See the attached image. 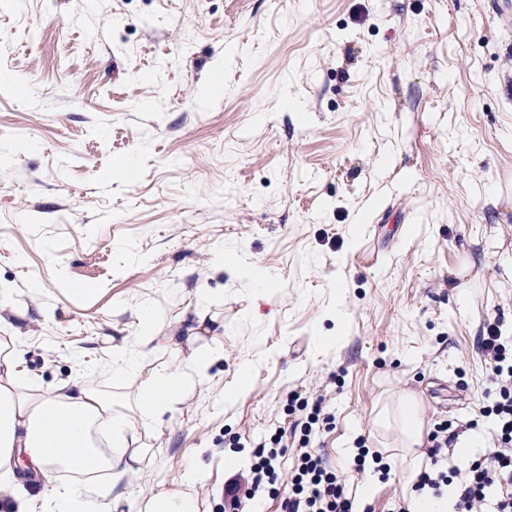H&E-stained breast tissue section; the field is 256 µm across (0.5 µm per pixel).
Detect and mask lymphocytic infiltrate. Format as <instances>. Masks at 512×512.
Here are the masks:
<instances>
[{
	"mask_svg": "<svg viewBox=\"0 0 512 512\" xmlns=\"http://www.w3.org/2000/svg\"><path fill=\"white\" fill-rule=\"evenodd\" d=\"M479 350L490 369L492 387L467 425L472 428L477 419H493L490 446L465 466L449 464L457 432L451 421L435 423L428 435L430 465L420 471L412 489L439 497L445 489L454 488L451 512H512V346L503 341L498 323L493 322L487 325ZM288 410L303 412L306 419L302 424L304 449L297 457L282 498L283 512H354L345 483L335 472L327 470L309 448L313 433L330 424L331 415L324 412L321 403H309L295 391L288 395ZM281 443V437L275 436L269 447L257 449L250 489L241 490L236 480L227 485L229 512H250L256 492L277 483L275 462L281 453Z\"/></svg>",
	"mask_w": 512,
	"mask_h": 512,
	"instance_id": "1",
	"label": "lymphocytic infiltrate"
}]
</instances>
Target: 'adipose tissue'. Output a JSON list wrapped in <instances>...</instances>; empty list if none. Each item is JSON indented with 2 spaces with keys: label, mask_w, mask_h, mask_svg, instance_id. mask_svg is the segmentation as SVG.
<instances>
[{
  "label": "adipose tissue",
  "mask_w": 512,
  "mask_h": 512,
  "mask_svg": "<svg viewBox=\"0 0 512 512\" xmlns=\"http://www.w3.org/2000/svg\"><path fill=\"white\" fill-rule=\"evenodd\" d=\"M151 305L140 310L144 331L138 343L169 349L178 359L169 372H143L124 352L112 357L121 378H141L134 408L84 385L79 379L43 394L32 389L19 371L14 351L0 352V512H198L195 496L175 489L132 500L122 482L137 473L145 455L136 439L137 427L160 423L181 392L205 377L206 362L198 352L184 354L171 336H157ZM400 435L398 445L421 447L424 427L420 406L412 395L398 398L382 416ZM23 466L33 480L28 491L15 474ZM60 470L75 480L51 483ZM107 484H99V477Z\"/></svg>",
  "instance_id": "obj_1"
}]
</instances>
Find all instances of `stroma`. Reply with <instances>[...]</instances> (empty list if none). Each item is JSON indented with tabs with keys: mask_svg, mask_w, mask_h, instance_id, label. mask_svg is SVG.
I'll return each mask as SVG.
<instances>
[{
	"mask_svg": "<svg viewBox=\"0 0 512 512\" xmlns=\"http://www.w3.org/2000/svg\"><path fill=\"white\" fill-rule=\"evenodd\" d=\"M276 288L256 296L254 282ZM0 323L27 382L79 378L134 401L139 312L214 357L160 425L130 488L224 512L289 392L323 396L311 441L360 512L407 495L376 419L413 393L426 426L471 418L477 351L512 340V32L487 0H0ZM247 369L233 400L221 391ZM377 436L391 464L355 474ZM112 369L120 378H137L142 374V369L137 361L126 352L114 353L112 357Z\"/></svg>",
	"mask_w": 512,
	"mask_h": 512,
	"instance_id": "1",
	"label": "stroma"
}]
</instances>
